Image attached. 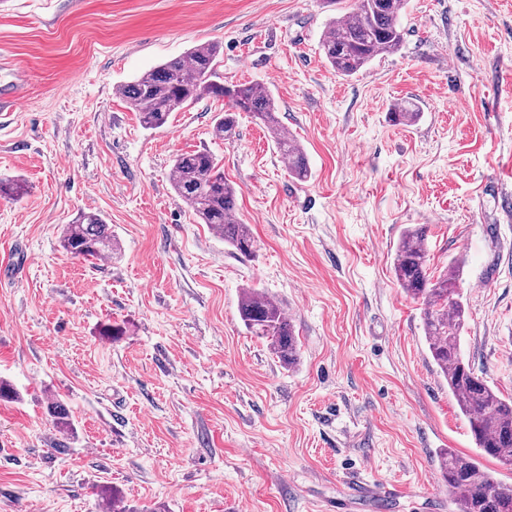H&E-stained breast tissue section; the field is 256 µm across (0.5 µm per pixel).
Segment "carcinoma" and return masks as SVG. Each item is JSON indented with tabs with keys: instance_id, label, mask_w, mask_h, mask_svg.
<instances>
[{
	"instance_id": "1",
	"label": "carcinoma",
	"mask_w": 512,
	"mask_h": 512,
	"mask_svg": "<svg viewBox=\"0 0 512 512\" xmlns=\"http://www.w3.org/2000/svg\"><path fill=\"white\" fill-rule=\"evenodd\" d=\"M404 0H355L354 8L329 22L320 41V54L343 76H351L376 57L401 47L404 30L400 16ZM218 46L204 43L120 85L116 94L139 113L143 128L155 129L205 95L228 98L232 111L217 118L213 133L231 137L236 113L247 112L270 133L289 174L304 181L311 171L307 154L288 136L268 88L254 83L226 87L217 70ZM398 122L414 123L417 105L406 102L392 112ZM172 187L197 218L216 231L240 254L256 255L251 229L237 218V189L224 177V164L211 152L192 151L175 156ZM425 228L402 233L395 250L393 270L401 288L420 302L421 321L428 350L448 383L466 418L480 455L512 467V400L500 397L461 351L466 309L459 288L460 264L451 263L438 277L430 276L423 247ZM63 248L76 258L92 261L113 254L112 230L103 215L83 211L62 231ZM238 311L247 330L267 342L281 364L291 368L299 360L294 327L280 304L265 292L249 287ZM57 428L72 429L69 411L60 400L48 406ZM440 472L448 483V500L455 512H512V486L482 468L478 459L447 450L440 456Z\"/></svg>"
}]
</instances>
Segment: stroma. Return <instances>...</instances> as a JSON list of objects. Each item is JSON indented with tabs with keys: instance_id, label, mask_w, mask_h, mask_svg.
Listing matches in <instances>:
<instances>
[{
	"instance_id": "1",
	"label": "stroma",
	"mask_w": 512,
	"mask_h": 512,
	"mask_svg": "<svg viewBox=\"0 0 512 512\" xmlns=\"http://www.w3.org/2000/svg\"><path fill=\"white\" fill-rule=\"evenodd\" d=\"M354 0H0V512H336L347 485L392 482L395 508L452 512L447 449L475 454L393 273L423 224L429 272L463 261L466 358L512 397V0H406L399 51L350 77L318 43ZM219 45L225 85L270 89L304 147L299 181L245 112L213 135L204 97L144 129L117 86ZM422 118L394 122L395 104ZM209 150L259 250L245 258L171 184ZM119 243L86 262L60 235L86 208ZM290 316L281 365L238 313L245 287ZM118 335H106L108 326ZM62 400L74 423L46 411Z\"/></svg>"
}]
</instances>
